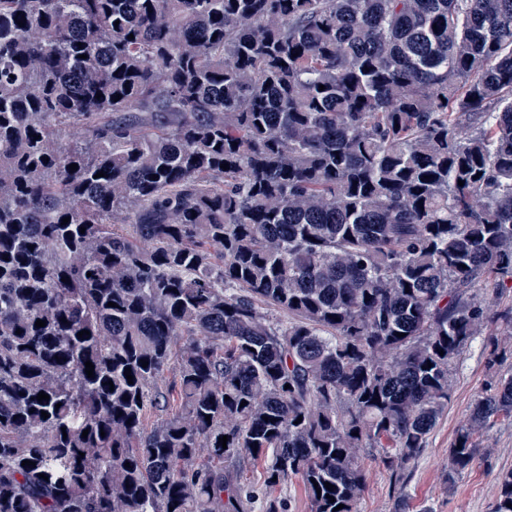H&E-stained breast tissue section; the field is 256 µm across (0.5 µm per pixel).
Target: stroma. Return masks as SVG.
<instances>
[{"label": "stroma", "mask_w": 512, "mask_h": 512, "mask_svg": "<svg viewBox=\"0 0 512 512\" xmlns=\"http://www.w3.org/2000/svg\"><path fill=\"white\" fill-rule=\"evenodd\" d=\"M485 343V337H477L461 357L448 408L406 479L413 504L429 506L434 512H491L499 491L497 476L500 470L512 469V420L499 421L480 433V458L474 467L460 475L455 486L445 482L448 449L457 430L466 424L472 403L491 382ZM364 464L367 485L360 512H393L390 472L369 458Z\"/></svg>", "instance_id": "stroma-1"}]
</instances>
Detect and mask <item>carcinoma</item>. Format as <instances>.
Masks as SVG:
<instances>
[{"label":"carcinoma","mask_w":512,"mask_h":512,"mask_svg":"<svg viewBox=\"0 0 512 512\" xmlns=\"http://www.w3.org/2000/svg\"><path fill=\"white\" fill-rule=\"evenodd\" d=\"M489 280L512 0H0V512H244L252 459L359 512L366 456L410 512L458 361L512 325ZM498 356L450 488L512 420Z\"/></svg>","instance_id":"carcinoma-1"}]
</instances>
